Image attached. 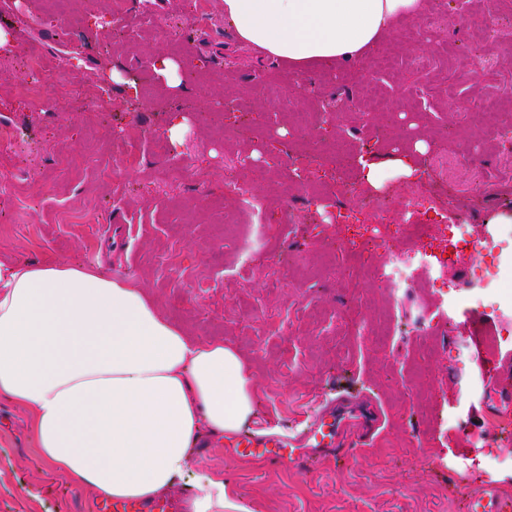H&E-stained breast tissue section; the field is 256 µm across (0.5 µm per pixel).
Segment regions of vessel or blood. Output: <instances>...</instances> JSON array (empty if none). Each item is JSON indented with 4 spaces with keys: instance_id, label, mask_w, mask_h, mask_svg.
Listing matches in <instances>:
<instances>
[{
    "instance_id": "1",
    "label": "vessel or blood",
    "mask_w": 512,
    "mask_h": 512,
    "mask_svg": "<svg viewBox=\"0 0 512 512\" xmlns=\"http://www.w3.org/2000/svg\"><path fill=\"white\" fill-rule=\"evenodd\" d=\"M382 423L375 406L360 408L346 393L337 394L317 408L304 425L281 430L247 428L230 437L227 450L242 458H260L271 464L298 466L311 456H334L352 442L373 436ZM178 500L162 495L148 504L134 501L103 500L97 512H177ZM466 512H512V498L505 496L496 483L487 481L466 495Z\"/></svg>"
}]
</instances>
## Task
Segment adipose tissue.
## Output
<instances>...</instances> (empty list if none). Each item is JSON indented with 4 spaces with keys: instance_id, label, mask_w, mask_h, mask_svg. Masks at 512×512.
<instances>
[{
    "instance_id": "obj_1",
    "label": "adipose tissue",
    "mask_w": 512,
    "mask_h": 512,
    "mask_svg": "<svg viewBox=\"0 0 512 512\" xmlns=\"http://www.w3.org/2000/svg\"><path fill=\"white\" fill-rule=\"evenodd\" d=\"M428 0H224L239 41L299 74L375 53ZM0 396L39 456L98 497L148 502L190 472L202 429L240 431L251 379L223 341L191 338L143 288L94 267L0 260ZM185 512H250L199 474Z\"/></svg>"
}]
</instances>
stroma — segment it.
<instances>
[{
  "mask_svg": "<svg viewBox=\"0 0 512 512\" xmlns=\"http://www.w3.org/2000/svg\"><path fill=\"white\" fill-rule=\"evenodd\" d=\"M126 0L114 22L107 0H74L66 14L46 0H0V123L16 136L0 144V258L102 266L112 278L146 288L161 313L193 338H217L245 360L256 386L255 422L303 421L342 389L369 393L384 412L380 433L302 471L231 457L209 436L198 467L223 475L251 512H465L468 490L483 480L512 495V423L496 414L474 419L481 387L459 361L452 329L439 309L447 285L461 299L475 291L468 252L448 269L447 283L420 269L410 288L384 287L376 268L387 248L365 242L381 206L399 230L406 181L373 188L360 166L334 168L328 154L367 152L387 164L411 154L429 189L456 188L455 207L474 230L508 201L512 154L494 140L504 112L480 102L512 88V45L493 37L498 19L512 24V0H432L466 26L409 22L415 34L396 65L377 56L335 71L296 75L240 44L224 20V0ZM43 57L52 92L30 107L19 89L17 59ZM440 59L432 95L408 106L417 55ZM181 61L190 86L179 98L159 88L152 58ZM490 59L494 72L477 68ZM124 75L109 97L95 89ZM387 111L360 114L366 86ZM476 103L454 125L447 96ZM298 112L317 118L294 126ZM184 125L170 139L172 122ZM425 152L414 150L415 142ZM462 148L472 162L436 171L440 147ZM136 149L141 163L126 166ZM236 167L248 193L228 187ZM320 185L303 193L294 175ZM481 175L483 188L469 184ZM349 215L332 243L330 213ZM478 428L497 465L479 472L461 456L465 433ZM96 497L73 489L41 462L27 411L0 398V512H96Z\"/></svg>",
  "mask_w": 512,
  "mask_h": 512,
  "instance_id": "1",
  "label": "stroma"
}]
</instances>
